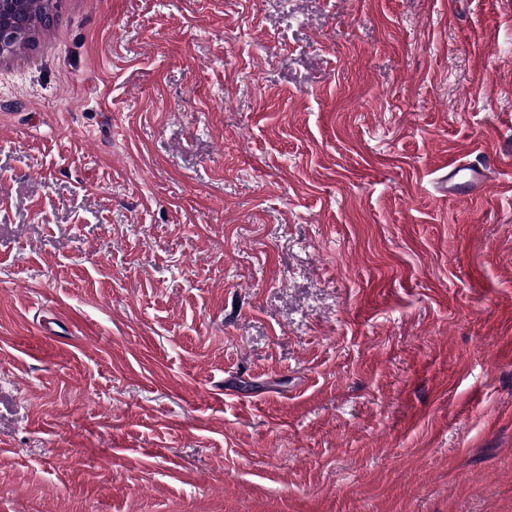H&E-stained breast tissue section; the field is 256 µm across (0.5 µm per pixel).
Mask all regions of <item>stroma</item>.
Returning a JSON list of instances; mask_svg holds the SVG:
<instances>
[{
    "label": "stroma",
    "instance_id": "obj_1",
    "mask_svg": "<svg viewBox=\"0 0 512 512\" xmlns=\"http://www.w3.org/2000/svg\"><path fill=\"white\" fill-rule=\"evenodd\" d=\"M512 0H61L0 60V512H512ZM501 158L489 157L482 166L456 159L448 163V180L437 182L440 192L454 198H478L487 190L492 170Z\"/></svg>",
    "mask_w": 512,
    "mask_h": 512
}]
</instances>
